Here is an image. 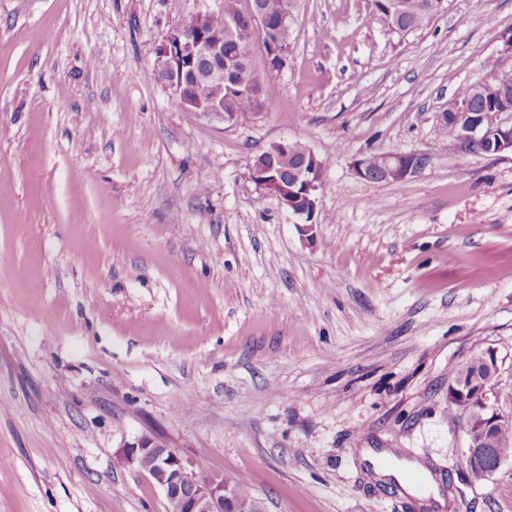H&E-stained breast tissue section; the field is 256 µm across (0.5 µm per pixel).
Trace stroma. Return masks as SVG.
<instances>
[{
  "instance_id": "1",
  "label": "stroma",
  "mask_w": 512,
  "mask_h": 512,
  "mask_svg": "<svg viewBox=\"0 0 512 512\" xmlns=\"http://www.w3.org/2000/svg\"><path fill=\"white\" fill-rule=\"evenodd\" d=\"M222 0H0V512H168L123 444L152 433L268 512H415L359 451L426 464L441 512H512V461L465 465L448 381L493 350L512 425V153L439 121L512 0L399 35L371 0H295L266 108L227 126L150 77L169 26ZM327 165L302 239L251 180L270 142ZM437 149L401 183L371 152Z\"/></svg>"
}]
</instances>
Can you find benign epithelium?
Here are the masks:
<instances>
[{
	"label": "benign epithelium",
	"mask_w": 512,
	"mask_h": 512,
	"mask_svg": "<svg viewBox=\"0 0 512 512\" xmlns=\"http://www.w3.org/2000/svg\"><path fill=\"white\" fill-rule=\"evenodd\" d=\"M209 14H198L191 20L168 28L155 48V69L166 74L181 58L190 62L189 69L177 81L163 80L180 107L204 117L237 126L233 112L224 111L225 74L241 75L236 63H224V36L207 32ZM293 21V11L282 0H266L252 15L258 33L266 38L271 53L284 60L288 49L266 37L275 33L273 26ZM197 81L209 84L214 95L208 104L198 103L193 86ZM442 125L461 130L457 145L467 151L468 145L489 143L495 152L512 153V107L504 105L497 112H472L453 99L441 113ZM434 156L427 152L387 153L380 169L369 167L366 157L353 161L355 173L362 179L375 178L383 183L406 181L426 171ZM324 167L317 155L299 141L281 139L267 156L255 157L250 164V177L258 188L275 196L294 216L302 238L312 237L318 195L324 182ZM469 369L462 365L458 380L452 384L454 393L463 398V429L467 441L466 464L478 478L493 476L506 462L495 448V434L506 427L496 415L489 413L485 393L466 399ZM124 465L141 469L144 459L154 461V483L171 503L173 512H266L265 506L249 504L238 498L232 480L222 475L197 472L190 459L179 449L148 435L123 445Z\"/></svg>",
	"instance_id": "obj_1"
}]
</instances>
